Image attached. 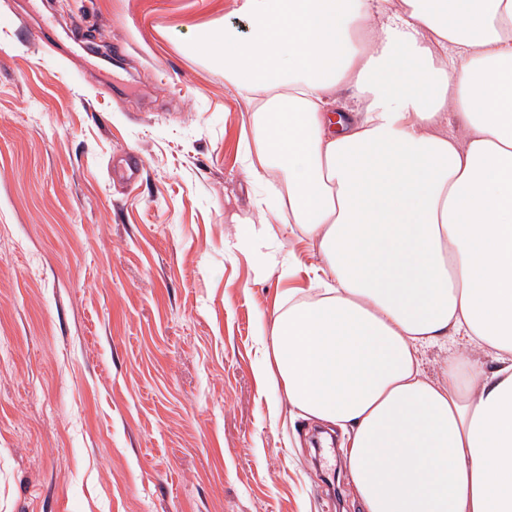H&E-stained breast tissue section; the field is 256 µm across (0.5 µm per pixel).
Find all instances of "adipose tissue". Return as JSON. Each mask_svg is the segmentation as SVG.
Listing matches in <instances>:
<instances>
[{
  "instance_id": "ef3b65f1",
  "label": "adipose tissue",
  "mask_w": 512,
  "mask_h": 512,
  "mask_svg": "<svg viewBox=\"0 0 512 512\" xmlns=\"http://www.w3.org/2000/svg\"><path fill=\"white\" fill-rule=\"evenodd\" d=\"M234 12L246 29L196 47L250 114L243 244L281 212L320 253L314 295L269 314L259 384L346 433L362 512H512V0ZM445 342L428 380L420 350Z\"/></svg>"
}]
</instances>
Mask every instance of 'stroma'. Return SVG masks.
Listing matches in <instances>:
<instances>
[{"label": "stroma", "instance_id": "stroma-1", "mask_svg": "<svg viewBox=\"0 0 512 512\" xmlns=\"http://www.w3.org/2000/svg\"><path fill=\"white\" fill-rule=\"evenodd\" d=\"M29 8L0 0V512H361L346 435L258 390L257 316L318 254L231 247L248 115L188 45L232 0H40L37 43Z\"/></svg>", "mask_w": 512, "mask_h": 512}]
</instances>
